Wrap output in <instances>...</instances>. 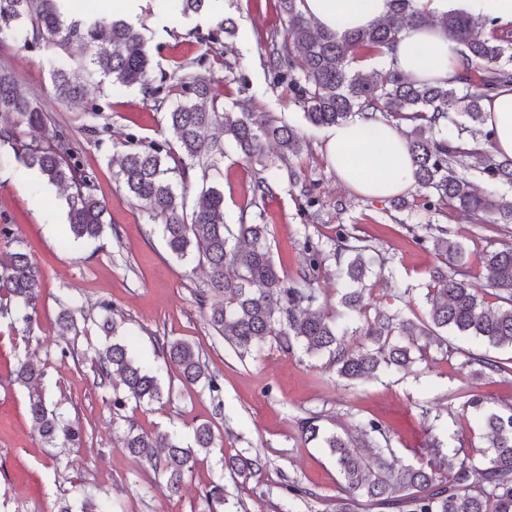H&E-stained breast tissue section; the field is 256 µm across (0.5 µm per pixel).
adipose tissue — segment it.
<instances>
[{"instance_id": "1", "label": "adipose tissue", "mask_w": 512, "mask_h": 512, "mask_svg": "<svg viewBox=\"0 0 512 512\" xmlns=\"http://www.w3.org/2000/svg\"><path fill=\"white\" fill-rule=\"evenodd\" d=\"M301 11L319 27L338 32L364 28L384 19L389 0H302ZM399 67L418 78H445L460 63L458 45L438 27L412 31L396 50ZM486 124L495 131L494 147L512 157V86L484 99ZM328 161L338 180L356 193L389 199L414 189L405 140L398 129L361 117L327 133Z\"/></svg>"}]
</instances>
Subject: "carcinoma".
I'll use <instances>...</instances> for the list:
<instances>
[{"instance_id":"1","label":"carcinoma","mask_w":512,"mask_h":512,"mask_svg":"<svg viewBox=\"0 0 512 512\" xmlns=\"http://www.w3.org/2000/svg\"><path fill=\"white\" fill-rule=\"evenodd\" d=\"M287 17L283 36H271L267 69L275 87H286L301 108L306 122L331 127L359 115L406 128L407 148L414 167L417 193L410 207L435 213L461 210L478 224H512V157L492 151L495 131L485 126L481 102L503 87L512 86V22L498 16L474 14L454 8L438 24L460 46L464 66L442 80H418L396 63V47L403 33L433 23L431 11L417 0H390V13L380 23L341 35L312 25L299 8L300 0H279ZM210 0H164L167 11L200 15ZM41 43L64 50L78 44L86 49L76 67L50 64V78L63 102L84 96L85 77L98 75L107 92L139 86L163 108L168 91L150 80V55L142 33L121 18L97 12L77 14L73 0H0V43ZM365 58L379 59L370 70L354 67ZM228 66L222 56L208 52L191 62H178L172 78L181 100L165 113L169 136L143 143L135 135L122 145L117 181L129 198L142 204L148 218L159 224L169 251L182 259L195 253L206 263L207 288L198 293L207 324L230 343L239 358L257 352L266 342L283 354L298 348L310 358H327L338 377L350 382L377 379L391 371L408 372L427 363L431 352L451 358L455 348L445 333L468 336L492 348L512 349V244L478 253L486 286L495 302L473 286L460 268L466 266V247L450 238L442 225L428 224L426 234L413 235L418 245L428 244L441 265L430 272L425 317H402L371 301L366 279L384 265L372 241L338 225L332 256L342 310L329 314L316 288L325 256L320 241L308 236L294 277L273 259L265 223V200L273 184L261 176L253 180L251 195L240 207L238 223L224 218V194L214 186L202 187L196 203L187 208L190 172L205 171L224 158L228 145L246 161L263 157L267 144L279 149L288 165L304 150L305 142L289 124L252 111L249 100L236 101L238 111H224L216 85L222 81L214 65ZM47 117L19 89L15 78L0 70V146L9 145L28 167L67 196L69 232L77 239L99 237L105 228L106 204L94 193V184L71 151L62 129L53 128L45 142H22V127L40 129ZM219 130L224 138L214 131ZM174 166H169L168 162ZM490 189L478 191L470 177ZM454 267L448 272V267ZM42 273L29 257L13 252L0 261V295L16 300L33 319ZM357 323L352 333L362 338L351 348L339 321ZM165 364L173 365L186 387L199 383L220 393L216 375L210 374L201 353L181 340L157 343ZM461 367L473 376L512 373V366L485 354H469ZM99 388L110 390L120 379L124 394L112 393V409L138 403H160L165 397L158 371L148 370L128 348L114 341L94 358ZM44 372L28 359L19 361L15 381L38 388ZM467 406L484 417L486 446L454 448L439 454L435 425L426 429V447L433 457L417 465H400L392 453L354 445V439L325 429L319 417L300 419L304 441L318 440L336 456L340 475L335 512L379 505L397 512H512V405L483 406L475 395ZM28 412L39 435L48 443L58 431L79 441L81 436L61 426L60 414L48 407L43 394L30 396ZM125 450L149 466L164 481L169 496L180 494L186 473L201 454L215 447L209 423L194 431V444L186 445L168 433L129 430ZM258 464L245 456L224 459V468L240 475ZM224 483L215 482L206 495L210 512L224 506Z\"/></svg>"}]
</instances>
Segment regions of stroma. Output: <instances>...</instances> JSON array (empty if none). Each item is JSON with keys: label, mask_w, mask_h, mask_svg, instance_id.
<instances>
[{"label": "stroma", "mask_w": 512, "mask_h": 512, "mask_svg": "<svg viewBox=\"0 0 512 512\" xmlns=\"http://www.w3.org/2000/svg\"><path fill=\"white\" fill-rule=\"evenodd\" d=\"M223 17L236 22L221 37L226 65L218 73L225 79L220 87L225 105L250 98L254 111L296 127L306 147L288 168L276 162L273 144L267 149L272 158L268 164L225 150L223 163L208 179L192 176L188 201H195L202 184L218 187L224 193L225 220L234 224L257 172L275 176L265 218L277 264L295 273L305 237L326 242L337 225H347L371 239L386 258L401 294L394 305L407 316L425 314L429 271L438 263L431 249L413 242L411 225L447 227L450 238L472 251L468 278L483 286L475 253L512 241V224L485 230L463 212L398 209L393 200L367 198L345 187L327 160L326 129L310 126L287 91L268 78L267 40L286 27L279 0H213L210 12L189 18L161 11L158 0H132L125 15L149 43L151 76L157 82L170 79L174 62L203 53L208 32ZM84 55L79 45L60 51L9 41L0 47V68L13 74L20 90L36 98L53 123L69 130L96 194L107 206V226L99 238L69 237L62 192L28 178L27 167L12 149L0 148V224L9 225L11 232L9 243L0 242V253L25 252L42 271L31 323L20 320L16 303L0 312V512H57L63 498L79 512L84 491L95 489L107 494L116 512H208L205 493L219 479L230 493L224 512H334L339 482L335 459L322 443L301 440L298 422L307 416L319 417L329 430L352 435L368 421H378L403 464L427 460L424 431L431 424L438 427L442 448L482 447L481 417L465 403L478 394L492 408L512 404V375L476 381L461 364L468 352L508 362L511 350L490 349L457 336L453 342L459 352L451 360L354 384L339 378L325 359L309 358L299 350L286 356L268 344L251 357L239 358L203 317L197 294L205 286V265L191 255L182 260L172 256L156 225L115 177L126 134L146 143L166 137L163 112L141 88L106 95L94 82L83 100H57L50 61L76 64ZM94 105L100 109L95 118L88 114ZM104 125L111 135L96 138L92 127ZM292 167L319 200L312 212L299 207V187L291 186L288 178ZM67 296L74 300L77 331L62 336L56 326L58 301ZM104 301L111 304L108 313L117 323L111 338L97 327L108 314L100 307ZM113 339L147 363L154 362L159 340L192 343L217 376L220 394L184 386L175 368L164 367L159 376L171 390L169 400L152 405L131 400L113 411L94 383L90 362L93 350ZM26 357L43 367L46 398L79 427L80 443L54 448L34 431L29 393L15 381L17 364ZM204 422L211 423L216 446L187 474L177 497H169L162 479L123 447L131 426L147 433H174L189 445L195 426ZM224 455L257 456L261 464L247 476L225 478L220 464ZM291 483L302 488V495H289Z\"/></svg>", "instance_id": "obj_1"}]
</instances>
